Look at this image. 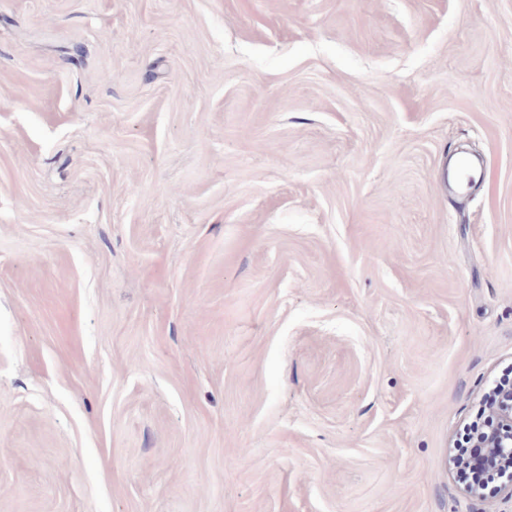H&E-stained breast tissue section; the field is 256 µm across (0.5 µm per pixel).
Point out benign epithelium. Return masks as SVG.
<instances>
[{"label": "benign epithelium", "instance_id": "obj_1", "mask_svg": "<svg viewBox=\"0 0 512 512\" xmlns=\"http://www.w3.org/2000/svg\"><path fill=\"white\" fill-rule=\"evenodd\" d=\"M487 419L475 435L476 445L492 449L504 463L500 490L512 497V381L495 382L485 395Z\"/></svg>", "mask_w": 512, "mask_h": 512}]
</instances>
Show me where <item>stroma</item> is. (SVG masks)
Instances as JSON below:
<instances>
[{"instance_id": "35a3bbf8", "label": "stroma", "mask_w": 512, "mask_h": 512, "mask_svg": "<svg viewBox=\"0 0 512 512\" xmlns=\"http://www.w3.org/2000/svg\"><path fill=\"white\" fill-rule=\"evenodd\" d=\"M509 375L512 0H0V512H512ZM496 381L485 395L487 419L481 430L475 435L476 445L484 448H466L461 454L465 460L462 475L466 481L471 479L472 485L487 487L489 480H494L502 470L501 478L506 482L500 485V490L512 497V381ZM485 448H491L499 455L487 453Z\"/></svg>"}]
</instances>
